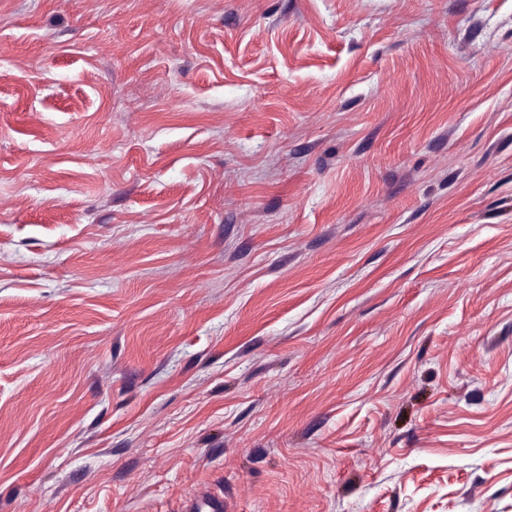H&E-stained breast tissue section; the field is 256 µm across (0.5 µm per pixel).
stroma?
I'll return each instance as SVG.
<instances>
[{"label": "stroma", "instance_id": "1", "mask_svg": "<svg viewBox=\"0 0 512 512\" xmlns=\"http://www.w3.org/2000/svg\"><path fill=\"white\" fill-rule=\"evenodd\" d=\"M512 512V0H0V512ZM184 512H223L224 497L209 491L200 493L184 505Z\"/></svg>", "mask_w": 512, "mask_h": 512}]
</instances>
